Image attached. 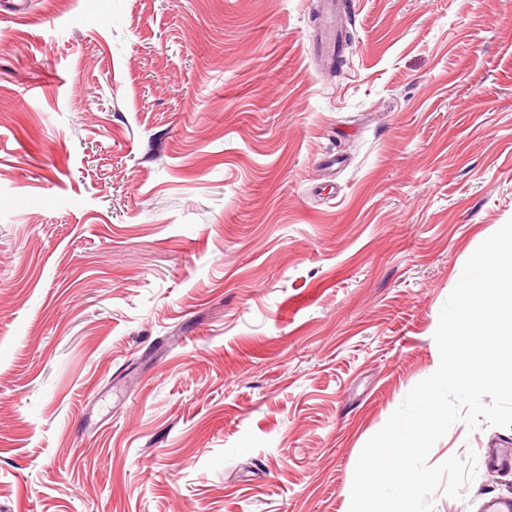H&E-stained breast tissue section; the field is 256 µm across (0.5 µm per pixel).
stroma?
Returning <instances> with one entry per match:
<instances>
[{
    "mask_svg": "<svg viewBox=\"0 0 512 512\" xmlns=\"http://www.w3.org/2000/svg\"><path fill=\"white\" fill-rule=\"evenodd\" d=\"M511 219L512 0L0 14V512H348Z\"/></svg>",
    "mask_w": 512,
    "mask_h": 512,
    "instance_id": "35a3bbf8",
    "label": "stroma"
}]
</instances>
